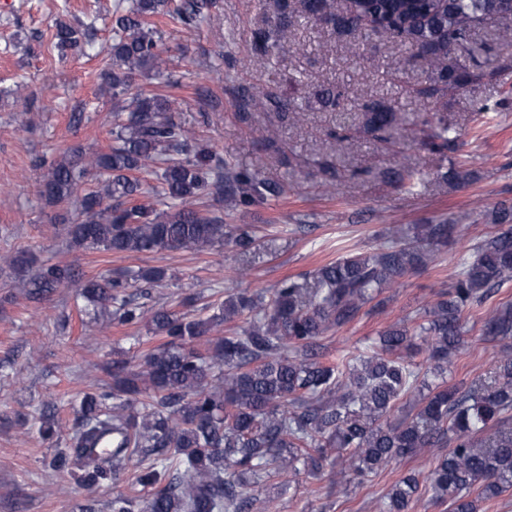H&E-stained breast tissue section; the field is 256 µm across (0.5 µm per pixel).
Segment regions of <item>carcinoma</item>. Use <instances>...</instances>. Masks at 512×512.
Wrapping results in <instances>:
<instances>
[{
	"instance_id": "obj_1",
	"label": "carcinoma",
	"mask_w": 512,
	"mask_h": 512,
	"mask_svg": "<svg viewBox=\"0 0 512 512\" xmlns=\"http://www.w3.org/2000/svg\"><path fill=\"white\" fill-rule=\"evenodd\" d=\"M308 17L337 35L364 41L398 39L412 58L428 65L423 80L401 87L424 108L408 117L382 100L355 105L363 127L388 144L406 125L429 151L454 155L459 138L448 123V95L474 84L492 83L512 66V0H304ZM209 0H133L117 7L112 45L102 71L112 92L111 144L105 152L72 148L59 160L43 162L44 196L52 204L78 201L77 216H59L70 243L113 253L193 250L229 243L239 253L253 249L248 226H227L204 205L210 197L250 204L265 187L247 173L202 149L192 132L175 121L177 101L138 83L166 72L164 49L151 19L173 13L187 25L203 17ZM277 20L253 34L255 49L274 56L285 48L287 0ZM508 26L496 33L500 52L481 61L474 35L490 21ZM54 47L62 56L90 44L89 28L62 21L54 25ZM326 108L343 109L336 87L317 94ZM256 108L297 112L291 101L254 96ZM154 185L139 174L149 165ZM411 188L421 172L404 166L394 173ZM153 195L160 210L142 197ZM470 216L464 214L460 220ZM458 220V221H460ZM458 221L421 224L413 235L394 233L376 251L341 256L299 279H282L270 298L234 291L216 312L190 317L165 308L145 316L137 294L162 283L166 271L143 268L116 276L76 278L61 262L43 263L25 279L26 296L39 302L57 288L74 285L106 316L107 325L148 319L162 342L131 364L112 360V385L86 391L76 400L67 447L48 466L69 474L91 493L111 484L130 464L144 492L140 512H251L250 485L271 473L317 471L326 464L339 481L368 477L426 448H446L429 482L448 512H478L479 503L512 490V355L495 361L491 384L464 390L442 376L450 358L464 347L463 311L483 303L494 289L512 281V206L494 212V232L462 263L454 288L414 326H390L372 351L332 365L319 360V341L350 323L361 307L410 270L426 265L434 250L460 232ZM138 289V293L131 289ZM245 318L247 327L194 344L227 321ZM482 332L512 338V306L490 312ZM425 344L430 367L421 372L411 353ZM419 389L422 405L411 417L389 420L397 402ZM61 423L44 411L38 419L43 442L58 438ZM419 481L409 474L391 487L382 512H408Z\"/></svg>"
}]
</instances>
